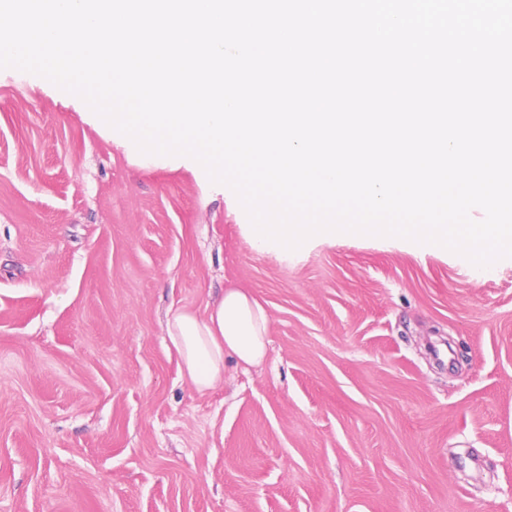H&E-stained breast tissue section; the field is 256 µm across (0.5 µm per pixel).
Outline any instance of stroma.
Segmentation results:
<instances>
[{
	"label": "stroma",
	"instance_id": "obj_1",
	"mask_svg": "<svg viewBox=\"0 0 512 512\" xmlns=\"http://www.w3.org/2000/svg\"><path fill=\"white\" fill-rule=\"evenodd\" d=\"M247 221L0 70V512H512V258ZM231 282L268 356L201 395L166 313Z\"/></svg>",
	"mask_w": 512,
	"mask_h": 512
}]
</instances>
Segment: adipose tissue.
Here are the masks:
<instances>
[{"label": "adipose tissue", "instance_id": "ef3b65f1", "mask_svg": "<svg viewBox=\"0 0 512 512\" xmlns=\"http://www.w3.org/2000/svg\"><path fill=\"white\" fill-rule=\"evenodd\" d=\"M165 342L196 392L224 381L227 362L242 367L263 362L270 343V316L249 290L228 284L207 300L203 310L171 306L166 314Z\"/></svg>", "mask_w": 512, "mask_h": 512}]
</instances>
